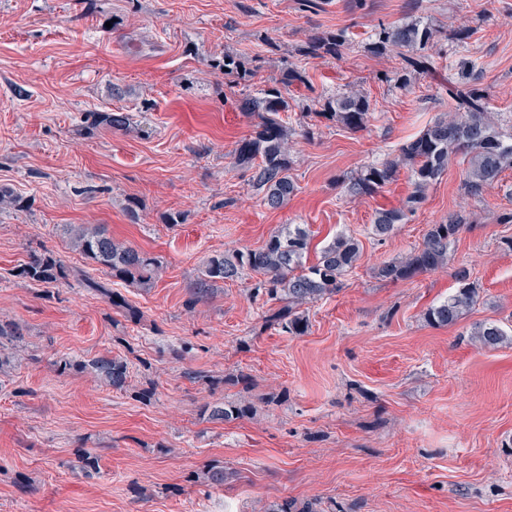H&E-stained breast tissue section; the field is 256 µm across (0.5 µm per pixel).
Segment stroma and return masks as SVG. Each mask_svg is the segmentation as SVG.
Here are the masks:
<instances>
[{
	"mask_svg": "<svg viewBox=\"0 0 512 512\" xmlns=\"http://www.w3.org/2000/svg\"><path fill=\"white\" fill-rule=\"evenodd\" d=\"M409 14L470 37L401 89L376 78L399 57L369 44L375 24ZM341 29L350 41L339 58L302 55L310 36ZM228 53L259 57L256 75L229 84ZM462 60L511 128L512 0H320L309 10L300 0H0V187L22 199L0 205V320L24 333L0 340V512H267L284 500L324 512H512V341L483 348L473 335L481 322L512 330V223L499 221L512 210V169L478 200L452 158L383 241L370 232L374 213L404 206L409 169L373 196L339 185L448 112ZM286 68L319 93L357 85L373 118L358 132L293 135L299 190L272 210L235 163L252 130L239 101ZM93 112L129 113L135 130L91 126ZM176 212L180 224H168ZM453 213L469 224L445 265L405 281L375 276ZM67 224L104 225L161 261L154 288L113 285L139 322L77 280L21 275L31 252L48 249L106 281L69 248ZM285 224L306 225L312 263L338 234L362 246L341 290L308 305L304 334L266 325L249 278L187 309L207 256L259 248ZM462 266L477 305L454 325L429 322ZM104 355L127 362L126 389L59 369ZM223 402L252 412L201 415ZM212 466L224 468L222 486L207 482Z\"/></svg>",
	"mask_w": 512,
	"mask_h": 512,
	"instance_id": "35a3bbf8",
	"label": "stroma"
}]
</instances>
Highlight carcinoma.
I'll return each instance as SVG.
<instances>
[{"instance_id": "carcinoma-1", "label": "carcinoma", "mask_w": 512, "mask_h": 512, "mask_svg": "<svg viewBox=\"0 0 512 512\" xmlns=\"http://www.w3.org/2000/svg\"><path fill=\"white\" fill-rule=\"evenodd\" d=\"M467 30L454 29L442 32L430 24L414 19L396 24L380 23L376 26L371 42V52L376 56L397 53L402 66L395 71H381L377 79L400 87L411 85L417 75L435 66L433 47L448 39L462 42ZM348 44L344 31L312 36L301 48L302 53L313 58H336ZM224 75L244 80L254 75L245 61L232 54L224 55ZM481 76L471 71L465 80H448V96L452 100L448 115L430 123L418 136L405 142L399 153L379 164L364 167L355 175L342 180V186L352 197L371 196L391 183L403 167L411 169L412 191L402 208L382 209L372 224V233L384 239L395 226L405 223L408 214L425 200L428 188L436 183L448 169L451 158L461 154L466 161L463 186L465 193L479 200L495 186L501 175L512 169V131L503 130L491 111L485 88L479 84ZM292 87H309L304 72L294 68L282 71L277 85L261 90L256 95H245L240 100L241 109L254 119L250 135L235 150L237 162L251 171L249 186L262 196L270 209H279L297 191L290 175L291 160L289 141L296 132L305 137L314 134L322 122L336 123L357 132L367 128L371 118L368 96L351 86L325 98L323 104L315 102L301 106L303 122L300 129L288 125L282 114L290 108L288 95ZM94 122L110 129L130 131L131 117L125 112H102ZM468 224L462 214L452 215L448 221L432 224L427 229L422 246L399 261L385 262L375 269V275L385 281H404L418 274L431 272L448 260V246ZM70 246L85 259L102 268L108 276L122 282H133L148 290L155 286L159 264L148 253L112 238L101 224H68L64 228ZM311 237L300 224H287L272 235L258 249L216 253L207 257L196 278L188 287L187 307L192 309L223 287L247 274L260 280L254 286L253 297H267L281 303L269 309L265 323L279 327L289 334H301L307 319L301 308L336 292L342 278L356 268L361 257L358 239L339 235L323 246L317 261L306 264ZM23 274L41 284L66 281L72 274L53 252L30 254ZM85 286L125 309L133 322L140 319V311L127 305L111 289L81 272ZM457 288L439 305L428 310V318L440 325H452L479 300L478 288L470 282V271L462 267L455 272ZM474 335L483 347L495 348L507 340L506 331L494 322L475 328ZM89 370L116 390L123 389L129 378L128 364L116 358L101 356L77 364ZM251 413L249 406L213 404L205 407L211 421L223 422L242 418Z\"/></svg>"}]
</instances>
